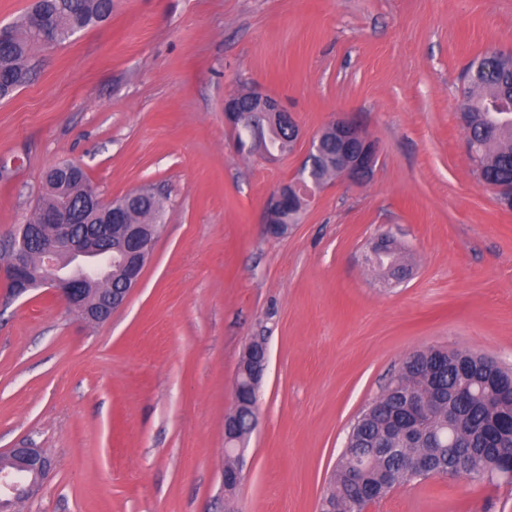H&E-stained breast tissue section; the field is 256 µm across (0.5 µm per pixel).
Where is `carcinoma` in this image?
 Wrapping results in <instances>:
<instances>
[{
	"label": "carcinoma",
	"instance_id": "cac0c4a2",
	"mask_svg": "<svg viewBox=\"0 0 512 512\" xmlns=\"http://www.w3.org/2000/svg\"><path fill=\"white\" fill-rule=\"evenodd\" d=\"M113 0H34L28 14L12 26L11 44L0 48V97L5 99L13 88L30 78L36 50L66 42L63 28L78 21L90 27L112 15ZM35 12L54 20V26L33 29L29 14ZM461 116L471 145L478 176L494 186L512 184V122L506 123L489 111L490 105L512 106V58L499 53H485L468 67ZM322 156L315 159L311 175L321 184L336 175L332 154L336 142L321 141ZM125 203L127 220L132 224H156L163 203L155 193L130 199ZM401 265L398 250L377 258L374 268L389 274ZM512 386V371L471 351L451 352L426 349L409 354L384 392L356 418L323 497V512H365L372 503L385 498L401 485L414 479L466 477L485 482L505 466L504 451L512 448V399L495 398L491 392ZM434 396L427 425L414 441H395L390 454L369 453L409 396ZM425 457L430 468L410 473L404 461ZM467 467L458 470L459 458ZM359 475L372 488L366 497L353 492L352 477Z\"/></svg>",
	"mask_w": 512,
	"mask_h": 512
}]
</instances>
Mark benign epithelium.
Here are the masks:
<instances>
[{
  "mask_svg": "<svg viewBox=\"0 0 512 512\" xmlns=\"http://www.w3.org/2000/svg\"><path fill=\"white\" fill-rule=\"evenodd\" d=\"M224 122L232 130H250L257 149L272 160L280 155L266 150V129H275L293 145L300 135L293 114L260 91L252 92L248 103L239 95L227 98ZM327 129L336 136L337 173L351 181L366 179L378 156L376 143L348 120L334 121ZM311 182L312 176L301 171L297 179L281 185L268 198L266 224L270 235H285L282 213L288 196L308 195ZM120 215V205L103 198L89 182L84 183L79 208L65 197L50 210L35 211L33 223L23 225L19 234L7 236L0 245L9 255L7 264L0 267L6 297L15 300L45 288L82 320L107 321L139 284L155 239V233L143 224L120 223ZM267 368L266 348H245L238 367L235 403H240L243 395L249 406L256 407ZM430 411L428 400L408 397L401 436H412V430L426 422ZM236 413L232 410L224 421V458L236 461L234 468L223 471L227 494L235 491L242 479L243 451L235 447L239 439ZM4 456L9 464L0 469V491L13 499L32 495L51 470L50 460L38 448H11Z\"/></svg>",
  "mask_w": 512,
  "mask_h": 512,
  "instance_id": "7a95c632",
  "label": "benign epithelium"
}]
</instances>
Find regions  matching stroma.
<instances>
[{
  "mask_svg": "<svg viewBox=\"0 0 512 512\" xmlns=\"http://www.w3.org/2000/svg\"><path fill=\"white\" fill-rule=\"evenodd\" d=\"M0 100V237L46 171L164 202L138 288L103 323L51 295L0 302V452L53 472L16 512H319L352 423L410 353L512 367V210L479 181L458 104L469 62L512 55V0H114ZM278 98L302 136L240 153L224 102ZM378 145L364 182L315 190L288 234L265 204L338 119ZM390 235L410 275L366 257ZM269 366L242 481L224 417L244 348ZM366 512H512V482L411 481Z\"/></svg>",
  "mask_w": 512,
  "mask_h": 512,
  "instance_id": "35a3bbf8",
  "label": "stroma"
}]
</instances>
